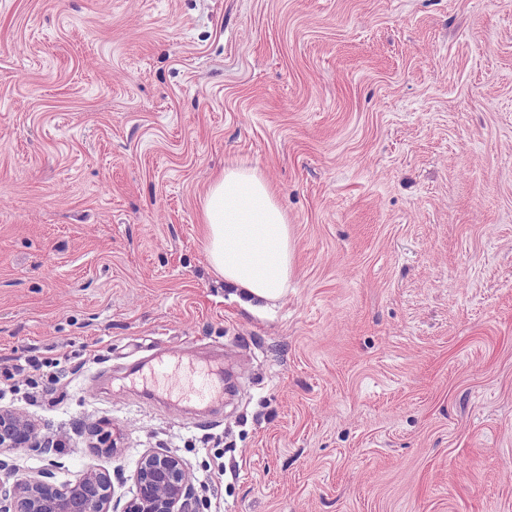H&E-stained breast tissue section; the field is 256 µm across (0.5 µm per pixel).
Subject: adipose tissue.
<instances>
[{
  "mask_svg": "<svg viewBox=\"0 0 512 512\" xmlns=\"http://www.w3.org/2000/svg\"><path fill=\"white\" fill-rule=\"evenodd\" d=\"M212 270L247 300L275 301L288 290L292 236L286 212L255 171L228 167L201 203Z\"/></svg>",
  "mask_w": 512,
  "mask_h": 512,
  "instance_id": "ef3b65f1",
  "label": "adipose tissue"
}]
</instances>
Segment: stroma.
I'll list each match as a JSON object with an SVG mask.
<instances>
[{"mask_svg": "<svg viewBox=\"0 0 512 512\" xmlns=\"http://www.w3.org/2000/svg\"><path fill=\"white\" fill-rule=\"evenodd\" d=\"M227 166L288 214L266 307L208 264ZM157 343L232 390L131 385ZM31 356L0 407L53 446L7 461L118 510L168 450L200 512H512V0H0V372Z\"/></svg>", "mask_w": 512, "mask_h": 512, "instance_id": "stroma-1", "label": "stroma"}]
</instances>
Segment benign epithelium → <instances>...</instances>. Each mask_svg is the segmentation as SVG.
<instances>
[{"label":"benign epithelium","mask_w":512,"mask_h":512,"mask_svg":"<svg viewBox=\"0 0 512 512\" xmlns=\"http://www.w3.org/2000/svg\"><path fill=\"white\" fill-rule=\"evenodd\" d=\"M35 424L0 408V453L31 448ZM19 467L0 459V512H110L109 471L89 468L73 482L56 483L41 473L17 477ZM136 493L125 512H196L197 494L182 458L170 451H147L138 460Z\"/></svg>","instance_id":"benign-epithelium-1"}]
</instances>
